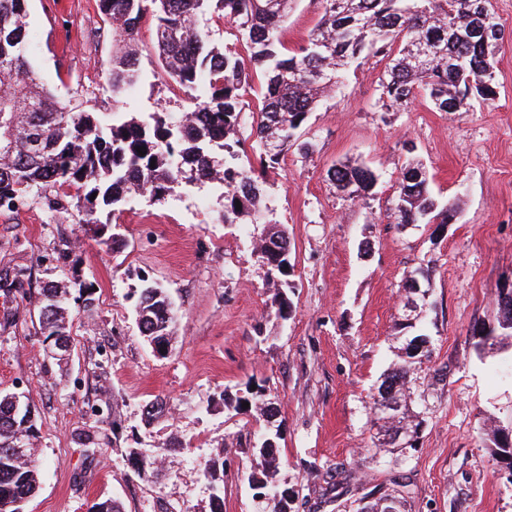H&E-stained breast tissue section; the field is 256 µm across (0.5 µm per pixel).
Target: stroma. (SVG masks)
I'll return each instance as SVG.
<instances>
[{"label": "stroma", "instance_id": "obj_1", "mask_svg": "<svg viewBox=\"0 0 512 512\" xmlns=\"http://www.w3.org/2000/svg\"><path fill=\"white\" fill-rule=\"evenodd\" d=\"M508 33L497 55L493 105L439 112L425 97L381 109L383 64L366 57L335 97L311 112L293 146L268 170L264 199L291 242L288 277L268 275L254 255L253 227L224 224L219 188L186 186L165 202L128 199L99 236L30 195L0 213V270L23 273V292L0 290V394H18L35 415L39 489L24 512H211L224 474V512H262L249 477L266 431L254 408L225 399L266 390L279 427L274 484L293 490L292 512H344L374 489L410 486L408 512H512V467L495 453L486 424L512 427V353L479 345L496 325L495 294L512 280V0H490ZM31 64L41 82L111 120L112 58L97 0H28ZM320 0H296L280 32L286 52L305 46ZM198 24L231 47L252 88L261 73L236 31L211 16ZM154 23L140 29L139 77L127 112H185L181 93L157 76ZM425 166L447 224L398 227L395 183L409 159ZM343 163L379 176L372 197L349 200L328 180ZM69 253L59 263V253ZM434 270L427 317L431 362L447 365L435 407L407 465L373 444L371 398L397 359L403 284ZM66 287L77 347L51 359L36 297ZM173 307L170 348L157 354L138 327L146 284ZM93 287L95 306L79 298ZM287 293V318L270 311Z\"/></svg>", "mask_w": 512, "mask_h": 512}]
</instances>
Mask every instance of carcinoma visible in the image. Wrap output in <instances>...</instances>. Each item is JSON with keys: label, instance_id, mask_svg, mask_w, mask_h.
<instances>
[{"label": "carcinoma", "instance_id": "1", "mask_svg": "<svg viewBox=\"0 0 512 512\" xmlns=\"http://www.w3.org/2000/svg\"><path fill=\"white\" fill-rule=\"evenodd\" d=\"M321 2L320 24L306 46L286 55L278 48L279 33L291 0H99L115 46L107 72L113 109L138 78L140 26L151 16L160 69L192 104L195 126L189 128L185 119L160 111L105 121L80 104L60 100L57 90L32 74L27 0H0V209H14L36 188L48 204L74 211L77 223L99 224L103 212L126 201L133 185L161 202L183 185L209 183L224 189V223L264 225L258 260L269 273L288 276V235L266 224L259 179L237 150L247 78L233 52L212 44L198 27L199 16L217 12L265 72L260 105L248 118L261 163L269 167L279 163L320 98L339 88L364 53L384 61L380 98L386 110L421 94L439 112H459L473 101L492 103L497 96L494 55L503 38L478 33L483 16L502 26L488 0ZM329 180L343 196L363 200L377 177L363 164H340L329 170ZM449 211L431 195L421 163L404 167L395 196L396 224H446ZM65 295L54 284L41 289L36 304L40 333L52 334L67 323V303L44 312V298ZM497 306L496 332L512 339V301L499 298ZM136 316L143 336L170 335L172 308L164 289H142ZM430 357L429 351L412 355L400 347L399 361L383 374L372 397L376 435L413 433L406 448L389 441L382 447L396 463L407 462L409 451L418 448L419 428L434 408L433 386L448 377L446 366L422 368ZM7 399L0 397V512H13L9 504L32 497L39 476L31 448L35 421L11 416ZM386 399L400 405L394 418L378 414ZM20 438L26 452L15 457L9 454L10 443ZM264 443L252 448L261 466L255 477L279 466L278 449ZM267 492L269 512H288V489ZM386 498L396 501V512H408L403 489L381 492L357 512H381L380 501Z\"/></svg>", "mask_w": 512, "mask_h": 512}]
</instances>
